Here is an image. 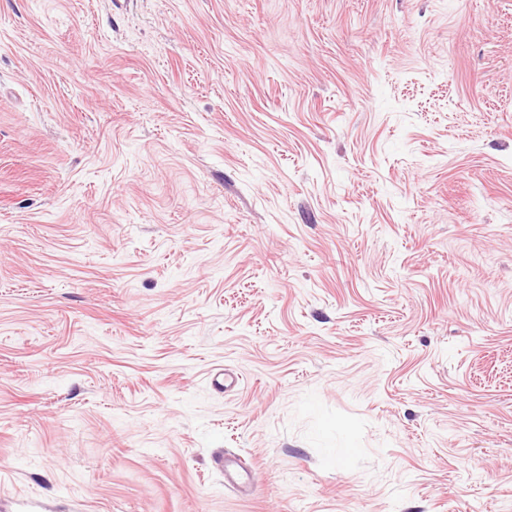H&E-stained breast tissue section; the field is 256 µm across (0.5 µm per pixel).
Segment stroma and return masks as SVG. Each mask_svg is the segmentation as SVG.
Returning a JSON list of instances; mask_svg holds the SVG:
<instances>
[{
    "instance_id": "1",
    "label": "stroma",
    "mask_w": 512,
    "mask_h": 512,
    "mask_svg": "<svg viewBox=\"0 0 512 512\" xmlns=\"http://www.w3.org/2000/svg\"><path fill=\"white\" fill-rule=\"evenodd\" d=\"M0 512H512V0H0Z\"/></svg>"
}]
</instances>
